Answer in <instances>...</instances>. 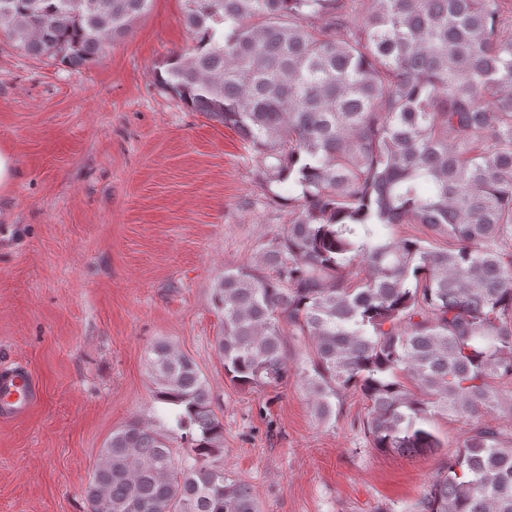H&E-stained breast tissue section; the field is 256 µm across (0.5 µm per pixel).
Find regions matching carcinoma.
Segmentation results:
<instances>
[{
  "instance_id": "obj_1",
  "label": "carcinoma",
  "mask_w": 512,
  "mask_h": 512,
  "mask_svg": "<svg viewBox=\"0 0 512 512\" xmlns=\"http://www.w3.org/2000/svg\"><path fill=\"white\" fill-rule=\"evenodd\" d=\"M152 2L0 0V33L81 67ZM185 3L191 45L158 85L234 129L288 204L258 259L212 289L224 375L287 384L298 336L315 414L360 397L370 449L433 454L435 419L468 423L415 512H512V431L491 423L505 397L512 415V0ZM149 369L152 419L112 432L87 512H261L220 463L195 362L159 342Z\"/></svg>"
}]
</instances>
